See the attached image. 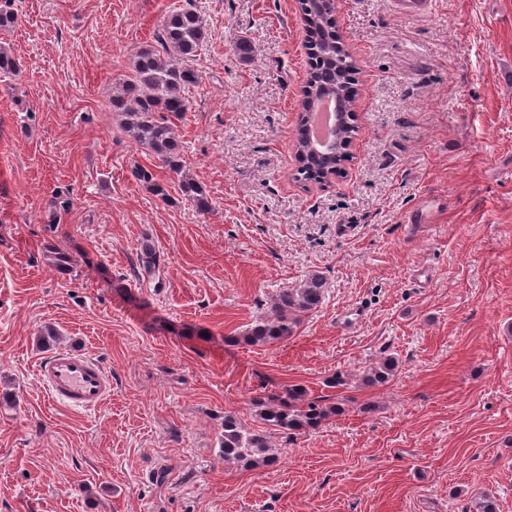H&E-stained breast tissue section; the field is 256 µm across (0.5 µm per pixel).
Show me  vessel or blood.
Returning <instances> with one entry per match:
<instances>
[{"label": "vessel or blood", "instance_id": "1", "mask_svg": "<svg viewBox=\"0 0 512 512\" xmlns=\"http://www.w3.org/2000/svg\"><path fill=\"white\" fill-rule=\"evenodd\" d=\"M36 375L52 402L92 410L112 394V374L93 355L61 349L36 367Z\"/></svg>", "mask_w": 512, "mask_h": 512}]
</instances>
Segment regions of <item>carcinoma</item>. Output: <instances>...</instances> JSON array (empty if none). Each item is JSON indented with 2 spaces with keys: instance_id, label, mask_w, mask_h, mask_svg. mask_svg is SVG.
I'll use <instances>...</instances> for the list:
<instances>
[{
  "instance_id": "obj_1",
  "label": "carcinoma",
  "mask_w": 512,
  "mask_h": 512,
  "mask_svg": "<svg viewBox=\"0 0 512 512\" xmlns=\"http://www.w3.org/2000/svg\"><path fill=\"white\" fill-rule=\"evenodd\" d=\"M309 33V58L311 72L309 87L338 98L341 122L333 132L335 147L351 142L354 125L349 114L354 102L353 82L350 79L352 63L348 55L336 47L334 8L327 0H300ZM17 16L12 0H0V30L14 25ZM208 39V26L204 17L191 8L180 9L166 16L157 37L158 46L147 45L137 51L132 60L133 76L121 83L112 97V111L122 118V128L143 148L150 151L171 172L179 177L182 195L195 208L205 213L210 201L191 177L183 172L180 144L173 132L189 108L186 91L196 84L193 70L182 65L197 55ZM233 53L242 62H249L255 46L247 38H240L232 45ZM21 60L6 47L0 46V70L16 73ZM308 135L304 124H299L295 147L303 156L304 179L317 178L323 171L336 166V159H325L310 153ZM132 176L155 195L167 197V190L152 172L136 166ZM142 271L147 276L158 269L157 256L148 242L143 244ZM326 281L319 274L309 276L297 288H281L272 298V314L258 317L246 330L242 339L251 344L281 343L293 335L301 318L317 309L325 295ZM397 362L385 358L365 375L369 384H382L393 376ZM254 416L260 421L258 429L248 428L236 415H224V435L221 452L224 461L243 468L272 467L279 461L270 446L273 432L292 435L296 432L319 427L339 407L323 406L316 399L307 398L306 390L299 385H288L279 392L260 393L251 399Z\"/></svg>"
}]
</instances>
